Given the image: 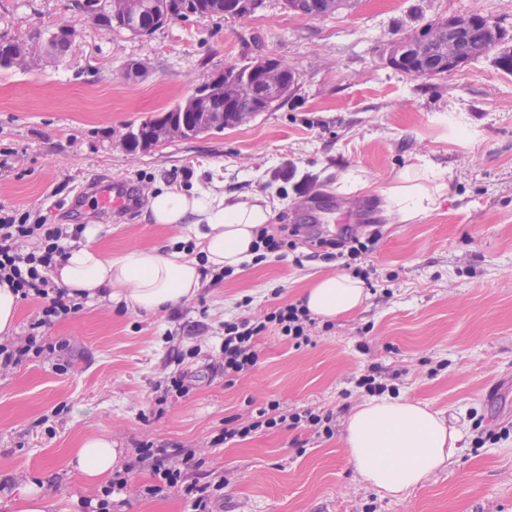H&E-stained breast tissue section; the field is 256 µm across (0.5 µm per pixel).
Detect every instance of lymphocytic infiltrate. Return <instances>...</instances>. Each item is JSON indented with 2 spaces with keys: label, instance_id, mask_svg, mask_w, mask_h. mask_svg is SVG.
Instances as JSON below:
<instances>
[{
  "label": "lymphocytic infiltrate",
  "instance_id": "f902f5d3",
  "mask_svg": "<svg viewBox=\"0 0 512 512\" xmlns=\"http://www.w3.org/2000/svg\"><path fill=\"white\" fill-rule=\"evenodd\" d=\"M83 230L80 224L70 228L60 224H33L25 212L0 215V283L8 284L21 298L36 299L41 303L36 331L30 332L23 342L0 344V367L18 364L32 354H41L43 346L39 328L82 309V297L57 287L49 273L65 255L64 240L78 237ZM31 238L38 240V247L26 248L25 243ZM314 323L309 310L301 304L275 307L260 319L244 316L225 322L222 342L225 374H239L256 365V339L268 326L277 327L282 336L299 345L309 342L308 329ZM332 422L333 416L329 413L318 414L306 409L285 414L280 412L278 403L271 402L257 409L248 422L216 436L214 442L222 445L237 438L247 439L263 429L280 425L293 428L302 423L317 433L329 436L333 433ZM180 455V464L174 467L170 464L171 452L167 447L151 442L140 446L136 462L148 466L156 479L154 485L148 486V494L155 495L164 488L178 486L193 512H209L211 499L223 490V482H200L195 475L198 464L193 452L184 449Z\"/></svg>",
  "mask_w": 512,
  "mask_h": 512
}]
</instances>
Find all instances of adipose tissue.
I'll return each instance as SVG.
<instances>
[{
    "mask_svg": "<svg viewBox=\"0 0 512 512\" xmlns=\"http://www.w3.org/2000/svg\"><path fill=\"white\" fill-rule=\"evenodd\" d=\"M447 187L444 172L425 165L385 191V206L402 221L413 222L434 209ZM150 211L154 223L186 225L185 244L111 258L94 245L91 229L85 243L67 251L55 269V281L91 299L123 301L135 311L155 314L194 297L205 271L235 269L251 259L256 231L272 216L267 199L241 201L210 190L162 191L153 196ZM363 301L360 280L336 273L316 279L303 297L310 313L324 318L350 313ZM457 441L438 414L400 397L358 406L347 420L344 438L348 458L365 482L398 501L452 462ZM119 456L110 438L92 435L72 449L70 464L93 483L110 476Z\"/></svg>",
    "mask_w": 512,
    "mask_h": 512,
    "instance_id": "1",
    "label": "adipose tissue"
}]
</instances>
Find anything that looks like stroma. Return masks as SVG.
<instances>
[{
	"label": "stroma",
	"mask_w": 512,
	"mask_h": 512,
	"mask_svg": "<svg viewBox=\"0 0 512 512\" xmlns=\"http://www.w3.org/2000/svg\"><path fill=\"white\" fill-rule=\"evenodd\" d=\"M71 2L0 0V35L78 31L64 56L0 68V209L94 227L95 245L116 258L187 235L148 222L156 188L220 184L268 197L274 223L301 235L296 258L206 274L168 313L89 300L42 327V353L0 369V512H14L29 479L63 507L100 493L69 464L93 434L110 436L130 467L112 512H191L180 488L146 494L154 478L134 464L146 441L192 449L198 477L226 480L211 512H512V73L481 58L426 80L384 63L392 39L451 13H488L512 34V0H352L326 17L264 0L247 17L177 20L142 38L94 25ZM259 55L296 73L283 104L194 139L122 149L128 127ZM459 121L469 137L457 136ZM426 162L448 172V191L422 219L399 222L381 193ZM105 178L133 188L136 204L107 214L78 199ZM365 204L374 223H343ZM374 228L360 309L317 320L301 347L267 330L257 365L225 375V322L300 302L316 276L341 272L312 257L311 236ZM371 366L395 396L430 405L460 435L452 464L403 501L366 484L343 442L348 414L370 398L357 380ZM183 371L189 393L157 403L159 382ZM273 400L284 413L332 414L333 435L276 427L213 445Z\"/></svg>",
	"instance_id": "obj_1"
}]
</instances>
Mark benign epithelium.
I'll use <instances>...</instances> for the list:
<instances>
[{
  "mask_svg": "<svg viewBox=\"0 0 512 512\" xmlns=\"http://www.w3.org/2000/svg\"><path fill=\"white\" fill-rule=\"evenodd\" d=\"M282 4L284 9L301 17L307 12L329 16L343 8V0H309L305 7L297 0H282ZM261 7V0H224L221 10L226 17H246ZM141 9L142 0H109V15L118 25L142 27ZM485 41L499 44V65L512 62V41L503 35L495 18L481 12L450 14L430 26L391 41L386 64L413 78L426 77L435 71L456 73L480 51ZM38 52L51 55V43L39 49L31 45H7L0 49V62L24 69L31 65ZM240 72V68L231 65L224 69V75L198 86L181 102V116L172 119L153 117L149 124L140 125L137 131H127L121 137L123 149L129 150L133 134L139 139V148L147 149L163 142L187 140L196 135L199 128L242 125L255 113L268 110L287 98L295 88V71L277 58L261 56L250 61L247 76L252 83L249 85L239 79ZM245 96L251 103L242 107L239 101ZM216 100L224 101L223 111L214 110Z\"/></svg>",
  "mask_w": 512,
  "mask_h": 512,
  "instance_id": "benign-epithelium-1",
  "label": "benign epithelium"
}]
</instances>
